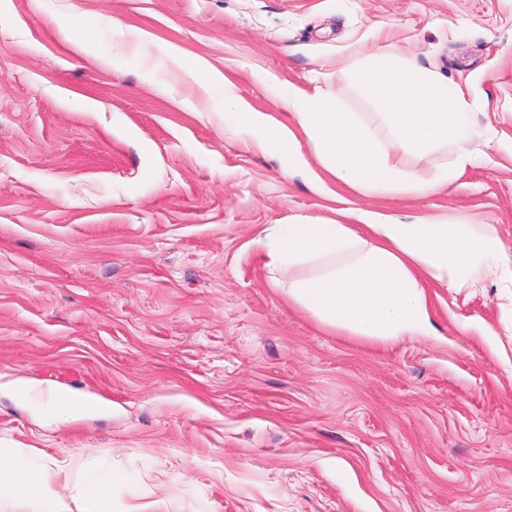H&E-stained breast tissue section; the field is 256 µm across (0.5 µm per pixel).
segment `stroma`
Segmentation results:
<instances>
[{
	"instance_id": "35a3bbf8",
	"label": "stroma",
	"mask_w": 512,
	"mask_h": 512,
	"mask_svg": "<svg viewBox=\"0 0 512 512\" xmlns=\"http://www.w3.org/2000/svg\"><path fill=\"white\" fill-rule=\"evenodd\" d=\"M381 50L464 91L447 188L354 191L257 147L243 113L310 155L288 94L319 91L432 179L455 147L404 151L350 77ZM362 211L512 249V0H0V445L128 474L115 512H512V290L431 288L436 337L383 345L274 285L307 270L257 238ZM67 393L97 410L45 408ZM180 66L189 76L201 82L204 87H212L220 85L224 91L226 87V78L218 73L204 72V69L193 59L185 56H180Z\"/></svg>"
}]
</instances>
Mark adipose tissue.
Here are the masks:
<instances>
[{"instance_id": "adipose-tissue-1", "label": "adipose tissue", "mask_w": 512, "mask_h": 512, "mask_svg": "<svg viewBox=\"0 0 512 512\" xmlns=\"http://www.w3.org/2000/svg\"><path fill=\"white\" fill-rule=\"evenodd\" d=\"M354 76L385 107V121L406 151L451 143L457 154L452 170L430 181L411 179L383 150L373 127L321 93L293 95L295 118L316 161L338 182L367 193L425 194L446 187L471 165L458 86L391 52L371 55ZM244 119L289 167L305 165L286 127L271 125L262 112L245 113ZM263 245L271 265L315 269L311 277L289 281V301L338 333L388 344L434 335L429 283L460 289L480 287L488 277L512 281V250L491 227L478 233L468 224L405 223L365 212L356 224H288L267 234ZM52 466L38 449L0 448V501L28 498L40 503L41 512H63L62 497L47 478ZM64 467L87 483L90 512H113L112 489L126 483L124 474L87 469L77 454Z\"/></svg>"}]
</instances>
